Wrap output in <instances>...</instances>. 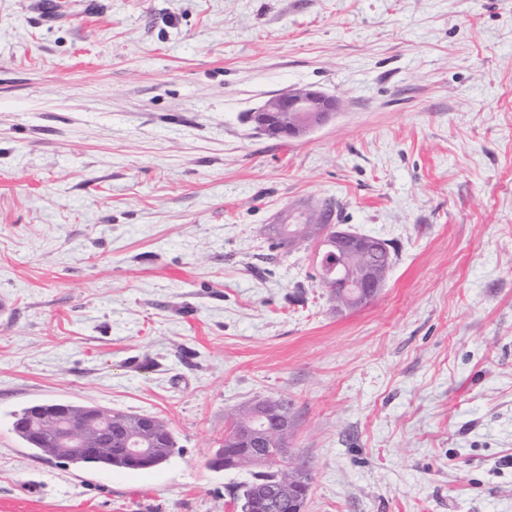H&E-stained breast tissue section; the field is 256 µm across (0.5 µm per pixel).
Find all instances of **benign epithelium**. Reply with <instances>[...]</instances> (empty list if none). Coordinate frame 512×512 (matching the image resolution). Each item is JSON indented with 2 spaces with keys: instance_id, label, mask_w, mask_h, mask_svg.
Wrapping results in <instances>:
<instances>
[{
  "instance_id": "obj_1",
  "label": "benign epithelium",
  "mask_w": 512,
  "mask_h": 512,
  "mask_svg": "<svg viewBox=\"0 0 512 512\" xmlns=\"http://www.w3.org/2000/svg\"><path fill=\"white\" fill-rule=\"evenodd\" d=\"M340 111V102L334 95L314 88L289 89L263 105L253 109L250 122L261 134L281 138L302 139L335 121ZM316 240L324 248V258L330 259L332 269L345 281L354 285L356 300L376 294L382 288L388 269L357 268L355 254L363 248L364 241L347 231L338 230L333 224H326ZM253 414L277 421L276 427L262 432L246 429L238 432L237 442L258 448L272 441L276 431L292 428L291 418L279 406L268 400H257L249 405ZM129 434L152 428V422L143 420L138 424L115 425L114 420L98 413L75 415L63 405L52 421L49 431L48 454L68 460L73 456L95 453L112 447L114 428Z\"/></svg>"
}]
</instances>
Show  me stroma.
Wrapping results in <instances>:
<instances>
[{
    "instance_id": "stroma-1",
    "label": "stroma",
    "mask_w": 512,
    "mask_h": 512,
    "mask_svg": "<svg viewBox=\"0 0 512 512\" xmlns=\"http://www.w3.org/2000/svg\"><path fill=\"white\" fill-rule=\"evenodd\" d=\"M313 86L299 140L247 115ZM396 250L337 311L290 212ZM292 402L305 512H512V0H0V512H232L228 416ZM163 418L142 471L44 402ZM340 102L314 88L288 89L253 109L250 122L262 135L302 139L335 121ZM321 212H326L331 215L333 212L332 203H326L323 206V208L321 209V211L319 212V214L317 215V217H314L312 215H307L304 219H302V221L299 224H288V226L284 225V224H276L275 226H273L271 228L272 236L275 239H277L278 245L280 247H292L293 245H295V244H293V245L288 244V239L284 238L283 230L281 227L282 225H284L288 228V234H289V232L296 233L295 238L293 240H298V242L299 241L304 242V241H308L309 239H313L312 234L314 232V228L316 226H318L319 224L325 223L322 221V213ZM289 225H290V227H289ZM62 404L57 402L41 403L24 409L22 413L34 412L45 423H48L52 421ZM68 405L76 411L94 406L87 404ZM70 407L65 404L62 405L57 417L52 421V427L49 431L51 448H46L48 446V434L44 430H35L29 426H18L13 421L12 431L28 447L35 448L43 453L44 451L41 448H46L48 454L60 460H69L73 456L88 454L70 459L68 463L73 465L138 470V468H133L127 463L122 449L124 448L122 440H120L118 448H112V434L116 427L113 418L100 416L97 412L74 415ZM161 447L163 446L159 443L155 448L124 449L129 452L133 459L146 461L155 460ZM109 448H112V452L95 453Z\"/></svg>"
}]
</instances>
